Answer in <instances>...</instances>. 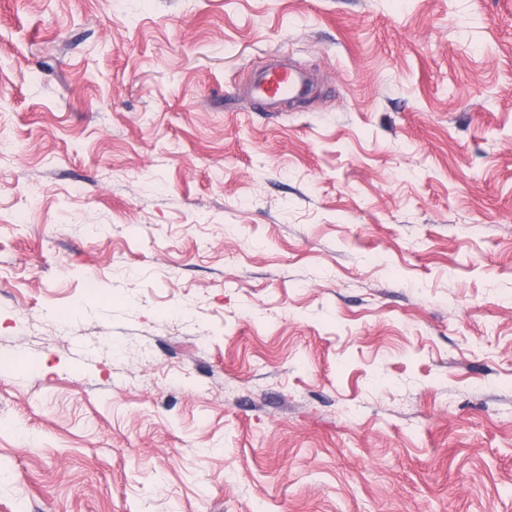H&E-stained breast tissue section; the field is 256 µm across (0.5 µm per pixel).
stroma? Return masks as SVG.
Listing matches in <instances>:
<instances>
[{"label":"stroma","mask_w":512,"mask_h":512,"mask_svg":"<svg viewBox=\"0 0 512 512\" xmlns=\"http://www.w3.org/2000/svg\"><path fill=\"white\" fill-rule=\"evenodd\" d=\"M0 512H512V0H0ZM308 88L309 80L304 70L283 65L265 67L249 85L251 95L265 110L275 106L282 98L305 95Z\"/></svg>","instance_id":"35a3bbf8"}]
</instances>
